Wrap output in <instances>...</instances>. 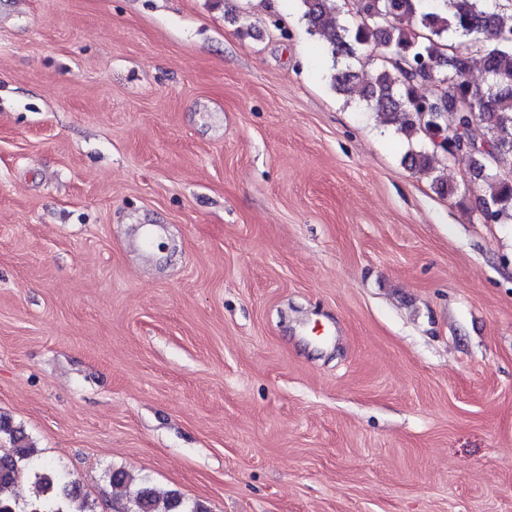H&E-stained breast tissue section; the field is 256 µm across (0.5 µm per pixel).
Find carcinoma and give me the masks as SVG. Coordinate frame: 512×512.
<instances>
[{
    "label": "carcinoma",
    "instance_id": "cac0c4a2",
    "mask_svg": "<svg viewBox=\"0 0 512 512\" xmlns=\"http://www.w3.org/2000/svg\"><path fill=\"white\" fill-rule=\"evenodd\" d=\"M310 33L325 43L333 65L336 89L356 95L411 145L405 156L411 169L433 175L441 152L434 133L462 128L490 150H465L448 157L470 160L472 190L477 192L479 218L489 224H512V8L500 0H356L349 18L341 16L336 0H300ZM464 40L482 43L483 80L468 73L473 56L461 49ZM366 53L377 63L375 80L363 87L345 60ZM445 82L453 101L443 113H424L435 95L418 87ZM433 183L445 194L456 187L438 175ZM12 447L0 449V512H93L76 480L53 460L43 458L20 430L9 431ZM26 477L37 489L24 505L1 496ZM114 488L126 490L125 512H202L198 505L162 491L145 478L124 470L109 474Z\"/></svg>",
    "mask_w": 512,
    "mask_h": 512
}]
</instances>
